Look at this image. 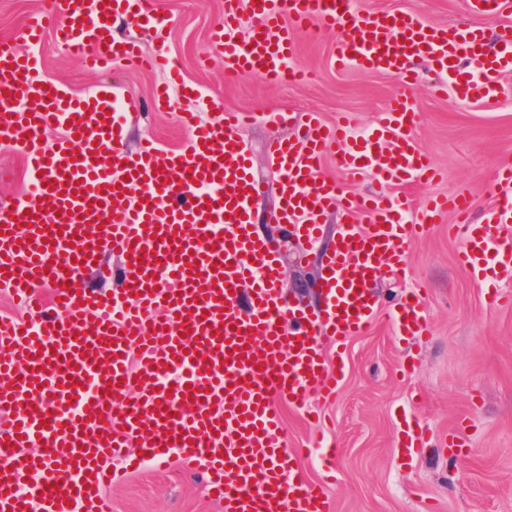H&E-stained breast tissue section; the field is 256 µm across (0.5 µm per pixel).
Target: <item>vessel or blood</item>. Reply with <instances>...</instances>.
I'll list each match as a JSON object with an SVG mask.
<instances>
[{
  "mask_svg": "<svg viewBox=\"0 0 512 512\" xmlns=\"http://www.w3.org/2000/svg\"><path fill=\"white\" fill-rule=\"evenodd\" d=\"M467 6L500 19L495 51L480 28L434 26L407 12L364 15L356 0H253L242 42L239 0L224 2L212 43L226 73L305 83L287 62L294 29L314 23L336 32L332 67L390 73L404 85L368 135L353 136L349 117L326 124L310 114L293 137L268 144L280 184L274 220L287 235L314 241L325 214L341 216L336 246L322 257L318 311L289 298L277 247L252 230L258 189L239 136L250 113L209 122L182 112L181 149L165 152L147 138L130 152L114 103L136 119L139 100L103 86L70 95L40 77L33 57L0 46V143L21 148L34 186L31 199L0 209V287L27 311L0 316V455L8 458L0 512H111L112 462L130 447L140 450L133 467L174 455L202 467L224 512H329L321 487L293 478L277 412L281 402L304 411L335 395L344 367L328 365L321 340L341 348L365 335L381 264L406 265L410 238L450 212L464 234L460 261L488 305L503 302L498 285L512 278L511 166L495 176L487 224H471L462 193L431 199L406 224L392 193L441 176L416 135L413 60L437 71L434 92L484 106L497 103L512 72V0ZM116 14L138 28L166 25L146 0H50L30 16L25 38L52 34L94 67L160 65L134 42L111 39ZM18 99L31 101L30 111H14ZM328 151L346 180L371 175L379 192L355 197L336 181L315 182ZM94 224L103 232L90 233ZM112 247L122 258L118 291L79 288L80 271L103 269ZM41 288L51 289L53 310L37 298ZM420 306L414 289L392 309L400 335L426 331Z\"/></svg>",
  "mask_w": 512,
  "mask_h": 512,
  "instance_id": "1",
  "label": "vessel or blood"
}]
</instances>
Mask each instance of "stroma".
<instances>
[{
	"instance_id": "35a3bbf8",
	"label": "stroma",
	"mask_w": 512,
	"mask_h": 512,
	"mask_svg": "<svg viewBox=\"0 0 512 512\" xmlns=\"http://www.w3.org/2000/svg\"><path fill=\"white\" fill-rule=\"evenodd\" d=\"M43 0H0V43L30 49L41 75L73 95L99 84L115 86L123 97L148 103L160 71L111 63L91 70L68 55L53 37L28 45L24 26ZM154 13L168 18L162 31L142 30L123 19L112 23V36L131 39L143 54L163 50L181 80L197 95H174L169 112H146L126 123L124 143L135 148L147 135L160 148L180 147L185 134L181 112L214 119L225 110L255 113L243 137L259 181L252 224L263 236L283 239L271 215L278 203V178L266 155L277 135L265 116L274 109L317 113L330 123L348 115L356 134L374 123L388 100L402 89L385 73L331 68V32L297 36L295 65L312 72L303 86H271L251 75L228 76L212 52L211 28L224 18V0H149ZM366 12L405 11L439 25L473 23L493 33L494 18H472L466 0H360ZM417 136L422 148L445 172L435 185L411 183L395 189L406 206L407 221L431 194L468 191L474 202L472 221L485 223L497 200L491 188L495 172L512 165V73L501 79L503 95L494 108L436 94L434 75L418 64ZM20 147L0 145V203L27 201L33 192ZM455 216L442 218L410 243L407 266L383 269L375 284L381 303L366 335L353 337L344 354L326 346L328 360L343 356L345 376L335 397L311 407L321 419L311 424L302 411L282 405L286 445L300 454L297 473L322 484L332 512H512V304L486 307L481 288L459 261L463 239L453 227ZM336 216L326 217L315 246L283 239L282 269L290 296L319 307L320 255L336 243ZM421 288L428 331L399 339L391 305L410 289ZM416 364L412 375L403 368ZM425 428L422 448L409 455L401 448L410 420ZM336 448L332 473L324 471V451ZM112 512H223L208 496L200 469L177 462L147 463L126 482L109 489Z\"/></svg>"
}]
</instances>
